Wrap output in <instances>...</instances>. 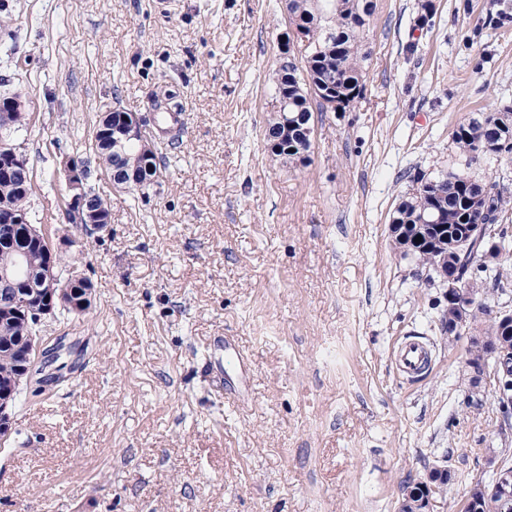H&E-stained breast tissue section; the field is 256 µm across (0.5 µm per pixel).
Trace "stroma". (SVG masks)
I'll use <instances>...</instances> for the list:
<instances>
[{"label":"stroma","mask_w":512,"mask_h":512,"mask_svg":"<svg viewBox=\"0 0 512 512\" xmlns=\"http://www.w3.org/2000/svg\"><path fill=\"white\" fill-rule=\"evenodd\" d=\"M365 90L314 115L307 161L265 138L286 0H8L0 93L34 165L30 209L78 258L94 299L40 327L73 345L67 381L22 389L0 446V512H397L441 464L430 512H459L505 449L490 388L473 405L446 291L396 249L413 175L460 169L456 125L512 106V0H372ZM173 95L182 143L143 189L92 179L99 237L64 223L60 149L86 153L109 110L153 119ZM417 340L430 362L402 372ZM0 117H7L9 126L15 130H20L27 124V112H25V103L20 95L15 93H5L0 95ZM8 112H11L10 114ZM9 114V115H8ZM397 360L403 372L409 375L418 374L429 360V350L422 342L409 340L400 348Z\"/></svg>","instance_id":"1"}]
</instances>
